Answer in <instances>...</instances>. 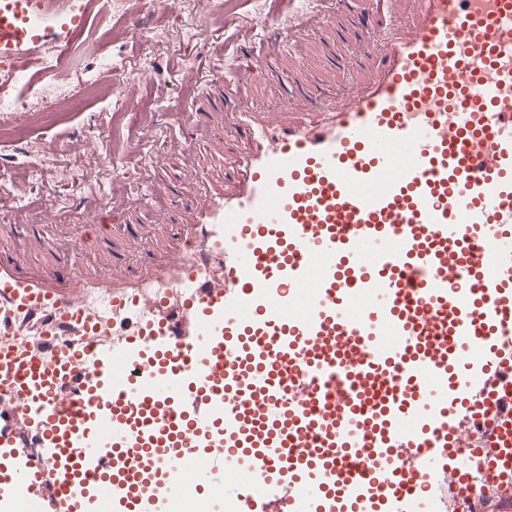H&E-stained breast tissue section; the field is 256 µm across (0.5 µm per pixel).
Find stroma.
<instances>
[{"label":"stroma","mask_w":512,"mask_h":512,"mask_svg":"<svg viewBox=\"0 0 512 512\" xmlns=\"http://www.w3.org/2000/svg\"><path fill=\"white\" fill-rule=\"evenodd\" d=\"M173 2V13L167 17L146 10L138 0H109L107 13L92 14L72 36L61 67L38 70L13 89V96L33 119L11 151L8 170L0 173V221L21 207L46 206L52 211L49 223L34 228L28 259L46 263L64 252L73 267H81L87 262L85 255L64 249L75 237L106 243L101 264L115 256L134 257L140 243L131 233L132 225H147L156 242L169 230L159 220L164 200L151 197L143 181L145 172L169 170V190L174 193L217 177L226 156L233 154V138L218 120L212 134L223 137L224 155L203 145L195 165L186 166L176 154L187 114L214 116L216 109L228 112L233 106L231 98H214L211 91L188 83L185 71L193 66L217 71L223 81L233 78L235 71L227 62H240L255 53L268 35L262 21L269 6L266 0H226L236 23L220 30L206 23L198 0ZM397 10L396 0H385L380 8L373 0H331L328 17L316 23L305 42L284 45L275 60L272 81L252 85V96L267 102L281 94L324 87L334 70L353 74L355 15L375 14V33L381 36L388 32ZM133 14L144 31L137 41L122 33L125 19ZM115 73L120 74V82H112ZM79 80L111 85L109 101L95 94L73 109L43 111L45 101L62 99ZM49 142L56 145L50 154L43 150ZM117 177L123 178L130 198L147 199V206L135 207L100 229L69 223L68 210L81 195L89 190L109 194ZM19 181L30 186V194L16 195L14 186Z\"/></svg>","instance_id":"stroma-1"}]
</instances>
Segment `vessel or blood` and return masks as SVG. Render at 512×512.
<instances>
[{"mask_svg": "<svg viewBox=\"0 0 512 512\" xmlns=\"http://www.w3.org/2000/svg\"><path fill=\"white\" fill-rule=\"evenodd\" d=\"M401 3L299 106L246 92L272 44L237 67L233 165L169 196L160 252L102 278L0 225V449L57 463L0 472L12 503L168 512L159 486L260 473L246 512H406L478 452L512 496V0ZM106 4L0 0V90ZM16 456L48 473L54 472L55 462L45 448H13Z\"/></svg>", "mask_w": 512, "mask_h": 512, "instance_id": "vessel-or-blood-1", "label": "vessel or blood"}]
</instances>
